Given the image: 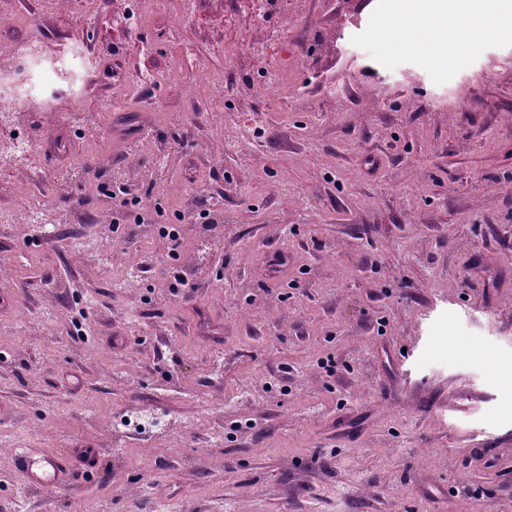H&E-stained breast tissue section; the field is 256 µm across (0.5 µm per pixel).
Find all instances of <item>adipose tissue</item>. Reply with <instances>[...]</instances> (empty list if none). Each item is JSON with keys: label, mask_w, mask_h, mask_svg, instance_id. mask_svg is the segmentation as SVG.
Wrapping results in <instances>:
<instances>
[{"label": "adipose tissue", "mask_w": 512, "mask_h": 512, "mask_svg": "<svg viewBox=\"0 0 512 512\" xmlns=\"http://www.w3.org/2000/svg\"><path fill=\"white\" fill-rule=\"evenodd\" d=\"M392 23L409 48L423 53L434 66L442 60L439 46L512 33L501 0H440L436 5L431 0H405Z\"/></svg>", "instance_id": "adipose-tissue-1"}]
</instances>
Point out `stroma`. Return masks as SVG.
<instances>
[{"label": "stroma", "mask_w": 512, "mask_h": 512, "mask_svg": "<svg viewBox=\"0 0 512 512\" xmlns=\"http://www.w3.org/2000/svg\"><path fill=\"white\" fill-rule=\"evenodd\" d=\"M301 2L231 42L224 0L0 9L44 43L0 179L47 214L0 224V512H512V36L436 70L398 0ZM13 448L95 465L28 488Z\"/></svg>", "instance_id": "1"}]
</instances>
